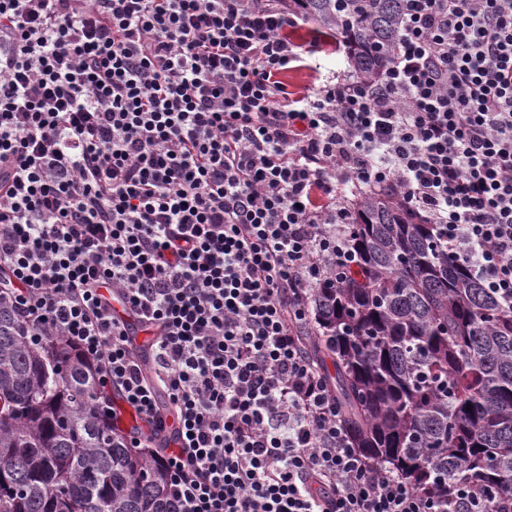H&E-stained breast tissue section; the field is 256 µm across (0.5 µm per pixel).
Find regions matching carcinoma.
I'll use <instances>...</instances> for the list:
<instances>
[{
    "label": "carcinoma",
    "mask_w": 512,
    "mask_h": 512,
    "mask_svg": "<svg viewBox=\"0 0 512 512\" xmlns=\"http://www.w3.org/2000/svg\"><path fill=\"white\" fill-rule=\"evenodd\" d=\"M401 0H288L375 80ZM355 266L316 290L310 355L353 447L448 506V484L512 495V307L448 258L433 225L383 188L358 196ZM334 371H329L327 363ZM0 512H171L164 470L127 446L97 369L40 343L0 298Z\"/></svg>",
    "instance_id": "cac0c4a2"
}]
</instances>
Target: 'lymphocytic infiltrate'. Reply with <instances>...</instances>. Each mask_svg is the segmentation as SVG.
<instances>
[{"mask_svg": "<svg viewBox=\"0 0 512 512\" xmlns=\"http://www.w3.org/2000/svg\"><path fill=\"white\" fill-rule=\"evenodd\" d=\"M298 20L287 0H0V296L97 366L174 512H439L352 448L302 330L354 262L340 196L387 185L512 306V0H402L377 80L302 98ZM448 512L512 496L457 482Z\"/></svg>", "mask_w": 512, "mask_h": 512, "instance_id": "obj_1", "label": "lymphocytic infiltrate"}]
</instances>
